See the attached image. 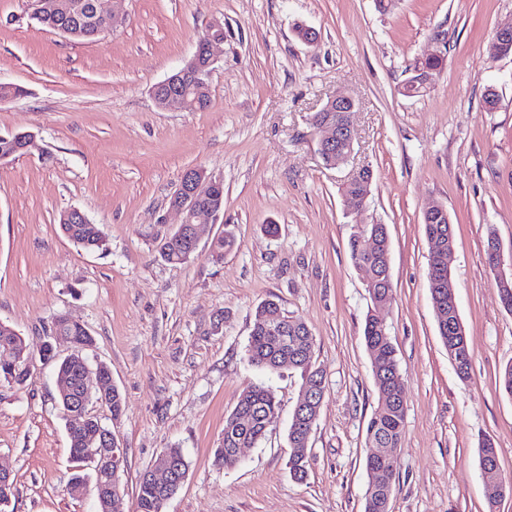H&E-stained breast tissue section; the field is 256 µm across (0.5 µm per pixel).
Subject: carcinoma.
<instances>
[{"label": "carcinoma", "instance_id": "cac0c4a2", "mask_svg": "<svg viewBox=\"0 0 512 512\" xmlns=\"http://www.w3.org/2000/svg\"><path fill=\"white\" fill-rule=\"evenodd\" d=\"M60 229L70 241L84 249L95 250L103 245L102 232L92 231L87 224H62ZM375 231L377 228L373 224H355L349 238L354 267L358 271H365L366 275L376 281L375 287L368 289L371 297L391 289L390 266L386 264L385 248L381 246L375 252H368L365 248L366 239ZM158 253L167 262H183L182 250L172 244L170 237L159 243ZM62 329L64 335L72 338L76 347L85 348L92 344V337L85 327L64 325ZM363 337L372 357L373 376L379 394L377 408L367 425L366 440L371 448H389L393 452L392 461L379 465L384 480L375 487L374 492L366 494L364 512H384L383 504L391 498L398 474V447L405 426L406 408L390 400L391 388L402 383V380L390 329L374 306L365 316ZM7 346L15 351L20 361L11 370L6 368V362L0 360V381L12 379L15 386L21 387L29 375L25 369L29 351L22 337L0 326V353ZM247 352L251 364L260 370L275 371L288 366L300 372L302 386L315 385L325 390L324 370L315 358V342L310 328L302 320L286 315L273 300L257 307ZM39 355L43 363L52 364L57 371L68 373L74 381H80L83 370L81 363L57 358L48 344ZM277 414L278 402L268 386L260 383L247 387L236 407L224 420V442L215 449V465L225 468L236 466L234 449L257 445ZM312 431L313 426L308 421L291 420L288 428L290 447H296L299 442H309ZM92 434L90 429L79 428L69 434L71 460L75 470L68 481V491L73 495L84 494L87 481L96 483L108 477L104 471L89 475L79 469L80 456ZM162 497L163 492L153 485L139 482L137 512H163Z\"/></svg>", "mask_w": 512, "mask_h": 512}]
</instances>
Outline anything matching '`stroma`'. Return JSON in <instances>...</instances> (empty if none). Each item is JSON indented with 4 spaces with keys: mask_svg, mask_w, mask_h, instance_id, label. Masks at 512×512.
<instances>
[{
    "mask_svg": "<svg viewBox=\"0 0 512 512\" xmlns=\"http://www.w3.org/2000/svg\"><path fill=\"white\" fill-rule=\"evenodd\" d=\"M123 28L71 41L30 20L25 0H0V134L29 130L33 147L0 162V322L38 352L68 313L90 332V366L105 364L125 398L110 422L126 450L116 512H135L140 478L180 448L185 481L163 512H363L367 424L377 406L363 340L369 294L350 258L354 220L383 224L391 242V330L406 396L390 512H512L490 504L477 448L490 438L512 476V312L503 308L489 236L512 247V56L490 59L512 0H122ZM224 21L210 104L157 108L150 91L192 56L208 23ZM315 29L307 44L296 25ZM445 41L441 70L420 93L414 63ZM497 94L486 109L487 90ZM353 98L354 153L331 169L312 116L330 96ZM373 172L361 217L343 185ZM224 180V212L204 225L194 256L170 263L157 244L179 221L168 210L181 175ZM445 206L455 249L450 286L469 338L460 378L438 334L428 288L423 212ZM80 209L105 238L78 247L58 224ZM276 221L277 235L265 226ZM234 247L215 257V241ZM268 299L315 338L325 396L307 476L289 472L288 427L299 373L252 366L247 345ZM265 384L279 410L235 467L213 462L224 419L243 390ZM53 366L33 362L23 387L0 383V468L7 512H98L70 496V444Z\"/></svg>",
    "mask_w": 512,
    "mask_h": 512,
    "instance_id": "obj_1",
    "label": "stroma"
}]
</instances>
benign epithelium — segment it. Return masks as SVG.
<instances>
[{
    "mask_svg": "<svg viewBox=\"0 0 512 512\" xmlns=\"http://www.w3.org/2000/svg\"><path fill=\"white\" fill-rule=\"evenodd\" d=\"M80 10L86 15L88 27L65 24L57 27V32L75 40L88 28L91 35L99 38L126 23V16L113 6L107 7L106 15L102 18L97 16L92 4L82 5ZM63 12L65 7L61 0H28L26 3V13L31 19ZM201 43L205 44L203 53H194L181 68L152 87L151 96L158 108L177 107L196 112L201 103L210 99L208 77L215 63L214 48L224 43V22L217 19L210 22ZM487 52L493 60L512 55V26L496 32ZM321 111L337 113L335 119H328L315 125L320 133L318 152L327 167L335 168L346 163L353 154L355 132L352 114L357 111V104L350 97L333 95L328 98ZM34 138L32 132L1 134L0 140L11 145V152L0 154V161H5L17 153L27 152ZM223 194L224 182L202 168L190 169L181 176L178 188L172 195L170 209L181 216V224L189 226V236L184 239L183 246L185 258H190L197 250L200 226L214 224L219 218L220 209L208 205V202L220 199ZM431 238L434 287L438 289V293L446 294L453 299L455 293L447 290L450 278L448 256L454 248L451 235L436 231L431 234ZM111 397L112 375L104 373L101 366L93 372L89 364H84L80 393L70 398V426L78 428L91 422L97 423L98 417L93 413V408L105 407ZM316 399L313 390L302 389L298 395L294 415L309 416L317 411ZM119 451L121 446L114 432L100 427L94 439L90 441V447L84 450L81 461L92 469H101L105 466L110 468L112 457L118 455ZM158 467L161 470L159 476L153 470L144 472L145 480L157 489L165 491L184 481L182 466L178 459L164 453L160 456ZM119 471L120 468H115L108 482L100 487V497L109 505L120 496Z\"/></svg>",
    "mask_w": 512,
    "mask_h": 512,
    "instance_id": "1",
    "label": "benign epithelium"
}]
</instances>
